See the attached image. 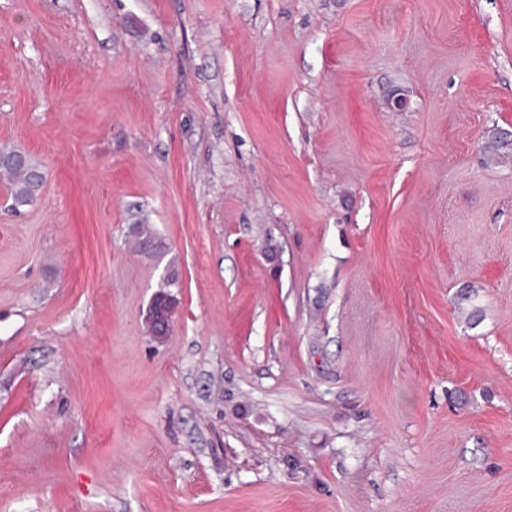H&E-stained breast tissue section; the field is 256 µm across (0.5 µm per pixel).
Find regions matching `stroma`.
Here are the masks:
<instances>
[{
  "label": "stroma",
  "mask_w": 512,
  "mask_h": 512,
  "mask_svg": "<svg viewBox=\"0 0 512 512\" xmlns=\"http://www.w3.org/2000/svg\"><path fill=\"white\" fill-rule=\"evenodd\" d=\"M0 145V512H512V0H0ZM6 159L14 158L19 162H0V176L6 181L7 194L11 200L10 208L19 210L30 205L43 185L42 166L27 152L16 147H1ZM152 302L153 304L150 305L148 313L149 322L154 319H158L157 317L163 315L167 311H170L163 319H158L159 323L153 331L155 338L162 339L169 332L172 318L171 312L173 311V306L176 303V297L170 291L162 290L155 295Z\"/></svg>",
  "instance_id": "obj_1"
}]
</instances>
